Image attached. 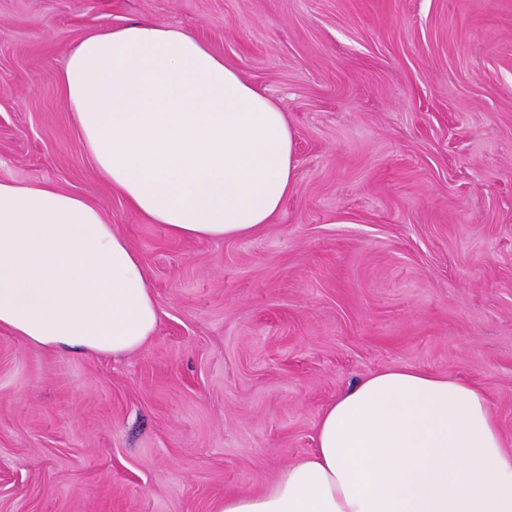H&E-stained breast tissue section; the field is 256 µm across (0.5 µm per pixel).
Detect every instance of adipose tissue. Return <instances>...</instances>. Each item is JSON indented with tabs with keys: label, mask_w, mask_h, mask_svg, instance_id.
<instances>
[{
	"label": "adipose tissue",
	"mask_w": 512,
	"mask_h": 512,
	"mask_svg": "<svg viewBox=\"0 0 512 512\" xmlns=\"http://www.w3.org/2000/svg\"><path fill=\"white\" fill-rule=\"evenodd\" d=\"M55 81L98 176L173 237L252 236L295 186L285 113L189 32L149 19L90 29ZM158 325L140 256L97 207L0 180V330L119 358ZM216 512H512V449L480 389L392 366L322 411L314 451L272 487Z\"/></svg>",
	"instance_id": "adipose-tissue-1"
}]
</instances>
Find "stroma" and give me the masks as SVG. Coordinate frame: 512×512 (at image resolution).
<instances>
[{
    "label": "stroma",
    "mask_w": 512,
    "mask_h": 512,
    "mask_svg": "<svg viewBox=\"0 0 512 512\" xmlns=\"http://www.w3.org/2000/svg\"><path fill=\"white\" fill-rule=\"evenodd\" d=\"M143 18L286 113L296 185L259 233L174 238L83 150L54 75ZM0 178L96 205L159 311L118 359L0 330V512H216L397 365L471 382L512 444V0H0Z\"/></svg>",
    "instance_id": "obj_1"
}]
</instances>
